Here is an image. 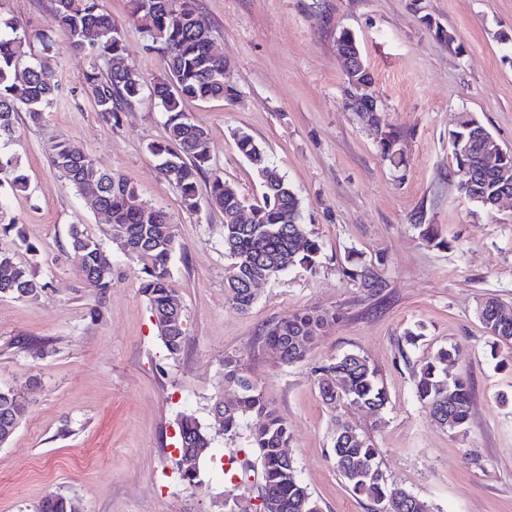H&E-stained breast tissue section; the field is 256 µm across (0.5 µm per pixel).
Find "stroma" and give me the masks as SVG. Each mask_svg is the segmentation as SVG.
Listing matches in <instances>:
<instances>
[{
  "label": "stroma",
  "instance_id": "obj_1",
  "mask_svg": "<svg viewBox=\"0 0 512 512\" xmlns=\"http://www.w3.org/2000/svg\"><path fill=\"white\" fill-rule=\"evenodd\" d=\"M100 5L123 33L126 64L146 81L161 77L163 61L147 50L128 0ZM52 6L0 0V16L32 33L33 59L42 56L36 33L48 34L60 86L42 121L18 113L13 141L0 148L17 159L27 183L0 208V226L22 225L25 237L0 243L47 283L33 298L0 297V388L28 404L13 438L0 446V512H35L50 489L77 498L84 512H225L232 499L256 502V476L232 479L222 469L244 459L241 441L216 437L195 485L173 472L177 420L191 413L210 422L228 355L287 420L288 452L322 512L372 510L329 455L340 420L378 448L388 482L431 512H512V347L493 346L476 317L484 296L512 303V200L489 212L470 204L448 145L454 115L471 112L512 149V47L498 38L512 34V0H198L234 92L183 104L210 138L209 172L198 180L192 212L147 149L167 137L157 101L143 95L113 122L103 120L84 78L109 64L50 29ZM436 24L454 43L435 38ZM344 29L358 38L373 77L375 128L345 104L337 44ZM393 128L407 160L401 169L380 152L382 132ZM237 129L265 146L323 243L316 272L293 269L260 285L245 313L227 297L224 215L208 202L213 174L248 199L261 196L236 149ZM62 138L130 180L139 205L166 211L175 224L181 247L171 259L172 286L187 328L178 356L158 337L138 266L113 243L104 217L52 167L46 148ZM74 224L112 257L107 291L80 281L67 246ZM420 224L435 225L443 246L423 241ZM29 243L37 254L26 251ZM353 253L381 274V293L342 276ZM303 308L336 309L342 318L303 362L282 365L262 345V332ZM416 328L421 338L406 344L405 332ZM34 339L45 340L44 353L27 349ZM450 345L456 354L448 372L467 376L471 388L470 417L458 432L432 422L414 393L417 371ZM346 352L377 369L389 398L384 411L322 402L311 371Z\"/></svg>",
  "mask_w": 512,
  "mask_h": 512
}]
</instances>
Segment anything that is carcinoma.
I'll use <instances>...</instances> for the list:
<instances>
[{
  "label": "carcinoma",
  "mask_w": 512,
  "mask_h": 512,
  "mask_svg": "<svg viewBox=\"0 0 512 512\" xmlns=\"http://www.w3.org/2000/svg\"><path fill=\"white\" fill-rule=\"evenodd\" d=\"M129 16L147 37L148 49L165 61L163 77L146 83L133 68L109 69L86 74L87 89L97 112L106 121L131 107L144 90L157 99L167 114L168 143H152L149 152L159 159V170L181 195L184 207H197V181L209 168L208 130L181 109L185 99L208 101L230 95L225 82L224 59L210 53L211 32L200 20L195 0H129ZM51 26L63 32L77 51L94 58L112 59L125 54L124 38L112 17L99 8V0H55ZM30 36L17 21H0V141L9 142L15 134L16 115L23 111L31 122L39 123L58 97V85L47 61L28 60ZM485 127L475 114L461 112L448 130L450 145L468 148L455 157L461 194L475 207L490 211L506 186L499 175L488 169L478 144ZM239 153L256 169L261 180V198L252 203L253 218L237 224L230 216L242 197L230 192L216 176L209 183L210 205L224 213V252L231 260L227 278L229 300L245 313L256 295L250 285L256 278H276L292 268L313 272L319 266L322 245L305 224L302 206L265 148L245 131L234 133ZM399 134L389 130L381 138L383 157L395 166L404 165L397 149ZM55 171L97 212H104L112 226V238L124 246V253L141 266V293L145 296L158 336L172 356L181 353L186 340L183 310L172 305L171 258L180 244L175 225L166 212L135 208L137 196L128 179L99 168L79 146L58 140L48 148ZM26 188L13 156L0 152V207L8 193ZM295 213L296 223L285 224L284 212ZM69 251L78 260L81 276H95L96 287L104 292L112 287V260L106 250L81 224L71 226ZM341 274L373 293L384 288L380 274L358 255L348 257ZM46 283L15 256L0 248V297L23 299L45 290ZM477 316L495 344L512 345V306L495 296L484 297ZM339 313L303 308L271 324L262 336L282 364L302 362L316 340L336 324ZM455 348L443 346L418 371L415 390L428 409L431 420L451 432L460 431L470 416V385L463 375L448 376L447 365ZM224 392L233 395L228 402L221 394L214 397L211 412L224 420L220 429L229 440L245 439L246 450L260 464L258 498L276 504L271 512H321L319 503L299 477L294 459L282 457L288 447L290 428L262 390L232 356L224 357ZM314 384L322 401L331 408L355 405L381 410L388 396L374 366L358 353H346L312 369ZM27 412L25 399L10 389H0V445L11 440ZM178 450L185 467L178 468L183 481L197 483L203 462L211 456L213 437L210 426L184 413L178 422ZM331 456L336 470L351 491L372 501L374 509L398 501L399 512H430L426 502L387 481L374 448L351 425L339 422ZM38 512H81L78 500L50 492L41 500Z\"/></svg>",
  "instance_id": "1"
}]
</instances>
